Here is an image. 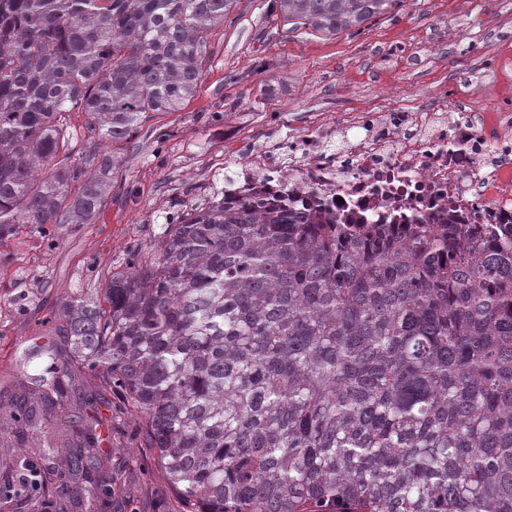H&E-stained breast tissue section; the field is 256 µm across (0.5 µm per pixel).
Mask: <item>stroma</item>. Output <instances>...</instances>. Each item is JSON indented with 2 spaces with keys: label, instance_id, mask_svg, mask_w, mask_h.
<instances>
[{
  "label": "stroma",
  "instance_id": "1",
  "mask_svg": "<svg viewBox=\"0 0 512 512\" xmlns=\"http://www.w3.org/2000/svg\"><path fill=\"white\" fill-rule=\"evenodd\" d=\"M269 2L233 0L209 34L195 96L124 142V165L93 223L47 234L25 225L0 247L1 388L39 372L32 346L62 292L105 287L128 249L154 258L168 222L223 188L242 151L348 112H445L473 84L486 88L477 108H512V85L501 80L512 66V0H400L360 31L333 36L292 28ZM134 428L113 429L101 445L121 465L122 512H182Z\"/></svg>",
  "mask_w": 512,
  "mask_h": 512
}]
</instances>
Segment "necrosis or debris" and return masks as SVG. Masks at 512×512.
<instances>
[{
    "label": "necrosis or debris",
    "instance_id": "obj_1",
    "mask_svg": "<svg viewBox=\"0 0 512 512\" xmlns=\"http://www.w3.org/2000/svg\"><path fill=\"white\" fill-rule=\"evenodd\" d=\"M358 130L329 150L338 126ZM308 208L361 237L399 240L419 225L480 224L512 231V112H377L326 118L237 164L224 203Z\"/></svg>",
    "mask_w": 512,
    "mask_h": 512
}]
</instances>
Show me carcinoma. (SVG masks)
Masks as SVG:
<instances>
[{
    "label": "carcinoma",
    "instance_id": "obj_1",
    "mask_svg": "<svg viewBox=\"0 0 512 512\" xmlns=\"http://www.w3.org/2000/svg\"><path fill=\"white\" fill-rule=\"evenodd\" d=\"M400 0H271L360 29ZM231 0H0V245L89 224L111 147L191 98ZM105 143L72 156L67 112ZM45 373L0 401V452L34 438L77 494L0 484L32 512L116 507L85 407L136 412L185 512H512V239L454 224L356 239L314 214L224 207L168 223L147 262L64 292Z\"/></svg>",
    "mask_w": 512,
    "mask_h": 512
}]
</instances>
